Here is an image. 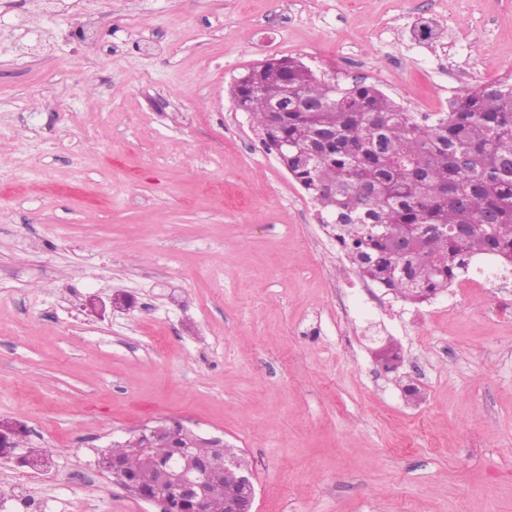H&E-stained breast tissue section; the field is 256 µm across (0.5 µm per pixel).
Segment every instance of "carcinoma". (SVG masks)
<instances>
[{
  "instance_id": "1",
  "label": "carcinoma",
  "mask_w": 512,
  "mask_h": 512,
  "mask_svg": "<svg viewBox=\"0 0 512 512\" xmlns=\"http://www.w3.org/2000/svg\"><path fill=\"white\" fill-rule=\"evenodd\" d=\"M268 148L318 206L349 262L365 279L403 299L445 292L482 257L512 267V82L479 85L445 112L405 111L373 85L332 84L292 58L249 70L235 91ZM288 142L283 148L282 142ZM156 431L153 454L170 470L183 460ZM129 433L107 453L137 484L153 483L150 461ZM239 449L211 457L224 480L206 512H228L250 489L227 465Z\"/></svg>"
}]
</instances>
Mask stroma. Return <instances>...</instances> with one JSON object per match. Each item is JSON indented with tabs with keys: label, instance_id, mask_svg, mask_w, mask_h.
<instances>
[{
	"label": "stroma",
	"instance_id": "35a3bbf8",
	"mask_svg": "<svg viewBox=\"0 0 512 512\" xmlns=\"http://www.w3.org/2000/svg\"><path fill=\"white\" fill-rule=\"evenodd\" d=\"M23 6L0 0V424L52 449L47 512H161L70 475L171 418L242 450L253 512H512V280L386 295L368 335L366 280L232 96L289 56L444 111L512 80V0Z\"/></svg>",
	"mask_w": 512,
	"mask_h": 512
}]
</instances>
